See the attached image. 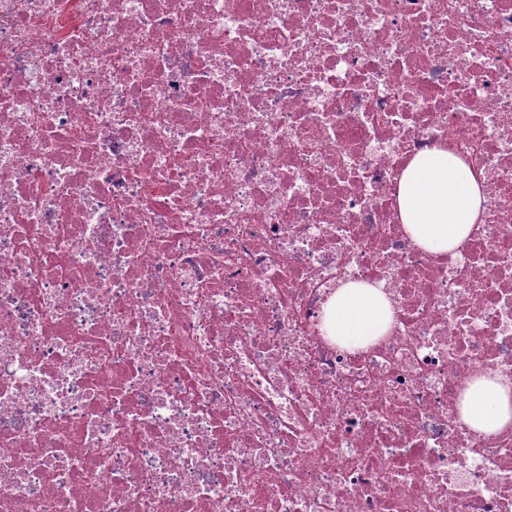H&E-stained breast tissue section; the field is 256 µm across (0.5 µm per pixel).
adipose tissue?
<instances>
[{
  "label": "adipose tissue",
  "instance_id": "obj_1",
  "mask_svg": "<svg viewBox=\"0 0 512 512\" xmlns=\"http://www.w3.org/2000/svg\"><path fill=\"white\" fill-rule=\"evenodd\" d=\"M401 221L411 239L434 254H446L468 239L485 209L483 187L460 161L434 149L417 156L399 187ZM384 287L350 282L326 306L330 336L346 347L366 345L382 335L392 319ZM462 419L474 430L491 435L512 427V377L481 373L466 388Z\"/></svg>",
  "mask_w": 512,
  "mask_h": 512
}]
</instances>
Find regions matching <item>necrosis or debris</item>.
<instances>
[{"label":"necrosis or debris","mask_w":512,"mask_h":512,"mask_svg":"<svg viewBox=\"0 0 512 512\" xmlns=\"http://www.w3.org/2000/svg\"><path fill=\"white\" fill-rule=\"evenodd\" d=\"M435 148L487 198L454 256L397 205ZM488 371L512 0H0V512H512ZM392 305L383 284L349 282L326 306L325 325L330 336L346 347L364 346L382 335L392 319ZM460 414L472 429L485 435L512 427V377L481 373L463 393Z\"/></svg>","instance_id":"necrosis-or-debris-1"}]
</instances>
